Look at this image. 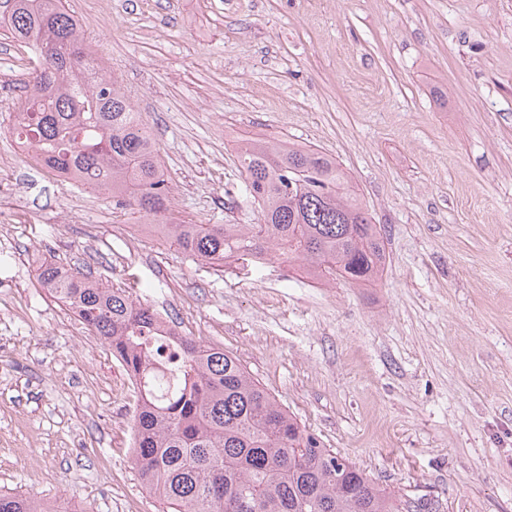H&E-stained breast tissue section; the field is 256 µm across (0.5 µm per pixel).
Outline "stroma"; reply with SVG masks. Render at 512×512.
I'll return each mask as SVG.
<instances>
[{
    "mask_svg": "<svg viewBox=\"0 0 512 512\" xmlns=\"http://www.w3.org/2000/svg\"><path fill=\"white\" fill-rule=\"evenodd\" d=\"M151 128L178 217L251 224L242 138L310 145L380 224L376 285L245 272L9 158L26 215L0 256V488L160 512L130 459L135 397L110 348L37 281L43 262L134 284L223 346L330 448L434 512H512V0H67ZM29 59L0 35V156Z\"/></svg>",
    "mask_w": 512,
    "mask_h": 512,
    "instance_id": "obj_1",
    "label": "stroma"
}]
</instances>
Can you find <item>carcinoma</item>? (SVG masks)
I'll return each instance as SVG.
<instances>
[{"label": "carcinoma", "mask_w": 512, "mask_h": 512, "mask_svg": "<svg viewBox=\"0 0 512 512\" xmlns=\"http://www.w3.org/2000/svg\"><path fill=\"white\" fill-rule=\"evenodd\" d=\"M4 35L36 61L21 91L16 138L32 157L164 227L163 239L216 267L274 257L312 280L351 286L382 278L380 225L335 160L288 140H243L237 161L257 204L255 224H195L174 216L160 150L117 78L101 72L65 0H0ZM40 285L112 350L137 394L132 460L164 512H400L398 496L327 447L232 353L179 332L133 288L54 262ZM0 512H68L0 490Z\"/></svg>", "instance_id": "cac0c4a2"}]
</instances>
